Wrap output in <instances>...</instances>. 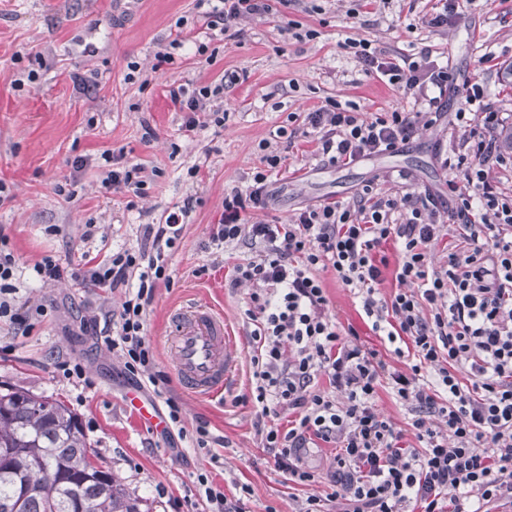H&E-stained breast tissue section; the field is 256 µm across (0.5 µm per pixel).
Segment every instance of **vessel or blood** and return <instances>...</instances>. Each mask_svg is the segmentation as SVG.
<instances>
[{"instance_id": "b4317fda", "label": "vessel or blood", "mask_w": 512, "mask_h": 512, "mask_svg": "<svg viewBox=\"0 0 512 512\" xmlns=\"http://www.w3.org/2000/svg\"><path fill=\"white\" fill-rule=\"evenodd\" d=\"M171 350L177 374L192 392L221 393L239 357L224 314L211 304L191 302L170 312Z\"/></svg>"}]
</instances>
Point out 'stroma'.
Returning a JSON list of instances; mask_svg holds the SVG:
<instances>
[{
  "mask_svg": "<svg viewBox=\"0 0 512 512\" xmlns=\"http://www.w3.org/2000/svg\"><path fill=\"white\" fill-rule=\"evenodd\" d=\"M436 0H292L278 17L239 20L242 36L218 42L211 66L194 58L199 28L193 25L195 0H0V180L14 198L0 204V233L9 237L24 273L15 300L34 313L28 335L0 321V386L11 385L64 402L76 412L98 453L102 469L117 475L139 499L140 512H208L199 495V475H206L226 496L241 485L251 494L246 512H299L306 497L322 495L323 483L300 486L275 469L256 426L250 402V325L245 315L250 286L230 287L235 264L255 257L241 241L216 248L211 236L222 212L224 195L245 187L260 165L262 143L286 150L271 177L273 201L251 212L250 222L287 224L302 209L322 202H353L362 186L374 183L393 195L430 190L447 193L443 159L463 149L465 133L448 122L420 129L398 152L375 155L343 166H327L304 134V117L326 101L353 103L371 114L411 109L414 101L380 79L365 74L345 49L346 39H368L389 54L411 55L422 48L445 58L460 86L448 91V111L464 101V80L479 77L493 109L512 114V0H467L447 27H425ZM189 18L182 65L153 73L147 87L125 82L128 61L151 68L159 42L179 17ZM306 32L303 41L286 39V25ZM495 62L479 67L484 53ZM44 62L35 82L22 81L29 55ZM235 72L238 83L218 105L225 114L221 130L206 128L184 137V115L167 95L169 84L188 80L209 83ZM96 75L98 87L85 95L76 77ZM296 130L292 149L275 139L278 126ZM155 136L143 140L145 127ZM124 149L132 163L151 171L149 191L128 207L126 197L100 189L96 163L104 150ZM91 163L80 173L77 195L67 201L56 184L71 171L75 157ZM199 176H190L192 166ZM161 176H154V169ZM199 203L189 215L169 258L170 282L159 283L147 310V336L156 368L169 382L162 394L149 383L134 384L120 359L97 340L85 324L97 313L116 308L121 292L77 284L72 271L82 253L136 247L142 225L158 220L165 209L187 195ZM95 222L86 236L87 222ZM58 225L56 235L46 234ZM58 259L62 277L45 285L29 270L43 256ZM329 311L352 325L361 341L382 353L390 365L397 358L360 315L359 303L332 271L322 272ZM207 301L231 325L240 363L224 394L198 397L180 385L170 350L167 314L173 304ZM83 365L84 379L65 377L59 362ZM137 393L167 417V399L181 408L184 435L142 428L125 404ZM205 426L210 449L197 448L193 436Z\"/></svg>",
  "mask_w": 512,
  "mask_h": 512,
  "instance_id": "obj_1",
  "label": "stroma"
}]
</instances>
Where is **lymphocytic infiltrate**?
<instances>
[{
    "mask_svg": "<svg viewBox=\"0 0 512 512\" xmlns=\"http://www.w3.org/2000/svg\"><path fill=\"white\" fill-rule=\"evenodd\" d=\"M288 0H219L203 15L209 30L240 37L238 20L271 16ZM348 48L368 74L412 95L413 111L377 112L371 118L336 101L305 116L323 164L348 165L370 155L395 152L418 124H436L452 76L431 52L397 57L351 40ZM171 102L183 112L182 129L195 134L203 120L223 126L211 102L224 96L223 82L170 86ZM480 83L467 84L465 103L454 125L467 128L466 153L450 154L443 166L451 174L448 197L408 191L381 197L365 186L350 204L331 201L302 210L289 224L249 223L251 210L268 208L271 171L281 155H264L246 189L225 195L212 239H247L257 259L235 266L231 287L252 285L251 364L260 432L273 450L274 466L289 481L318 480L302 454L321 441L337 448L326 475V496H308L301 512H472L474 501L512 505V194L489 175L512 158L497 152L501 113L484 102ZM101 188L131 198L146 195L140 165L124 150H105ZM465 188H458V181ZM196 204L186 197L166 210L158 223L145 225L144 243L102 256L84 255L76 280L95 288L123 290L117 309L105 314L98 334L118 353L125 375L147 376L152 386L168 378L155 369L146 336V312L159 281L167 280V254L179 240ZM454 226L458 242L445 262L433 266L431 248L441 225ZM0 236V319L25 325L11 300L21 270ZM394 256H387V249ZM332 270L356 293L361 310L378 335L393 344L402 369L390 368L377 350L359 341L354 327L330 317L320 271ZM396 289L378 295L385 270ZM329 390H321L320 379ZM412 413L418 441L403 433L376 408L382 381ZM295 418L288 429L269 423L278 408Z\"/></svg>",
    "mask_w": 512,
    "mask_h": 512,
    "instance_id": "obj_1",
    "label": "lymphocytic infiltrate"
}]
</instances>
